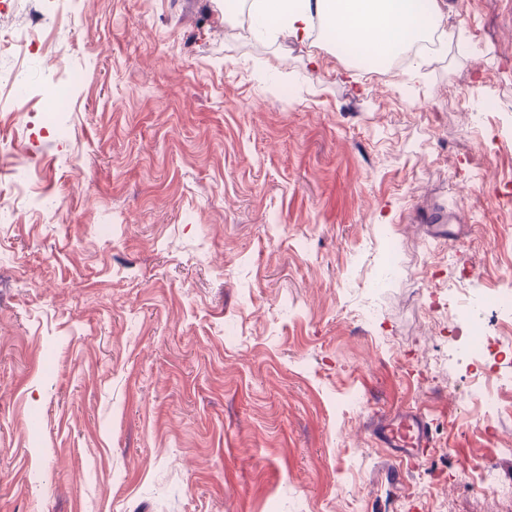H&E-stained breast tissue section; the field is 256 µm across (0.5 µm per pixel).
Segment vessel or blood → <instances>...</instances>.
Listing matches in <instances>:
<instances>
[{"label": "vessel or blood", "mask_w": 512, "mask_h": 512, "mask_svg": "<svg viewBox=\"0 0 512 512\" xmlns=\"http://www.w3.org/2000/svg\"><path fill=\"white\" fill-rule=\"evenodd\" d=\"M368 432L378 447L390 449L392 457L400 461L418 458L434 443L431 423L417 407H404L371 420Z\"/></svg>", "instance_id": "b4317fda"}]
</instances>
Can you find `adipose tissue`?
Wrapping results in <instances>:
<instances>
[{"mask_svg": "<svg viewBox=\"0 0 512 512\" xmlns=\"http://www.w3.org/2000/svg\"><path fill=\"white\" fill-rule=\"evenodd\" d=\"M302 10L287 9V0H252L253 11L275 20L294 40L304 39L314 21L353 57L382 65L433 39L444 24L437 0H304Z\"/></svg>", "mask_w": 512, "mask_h": 512, "instance_id": "1", "label": "adipose tissue"}]
</instances>
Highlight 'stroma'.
<instances>
[{"label":"stroma","instance_id":"35a3bbf8","mask_svg":"<svg viewBox=\"0 0 512 512\" xmlns=\"http://www.w3.org/2000/svg\"><path fill=\"white\" fill-rule=\"evenodd\" d=\"M443 8L374 68L224 0H43L0 55V512H512L462 475L512 484L469 402L512 351L448 349L449 285L512 288V0ZM401 406L435 444L396 484ZM368 432L376 445L389 448L394 459L412 461L434 443L426 414L418 407H404L393 415L372 419Z\"/></svg>","mask_w":512,"mask_h":512}]
</instances>
